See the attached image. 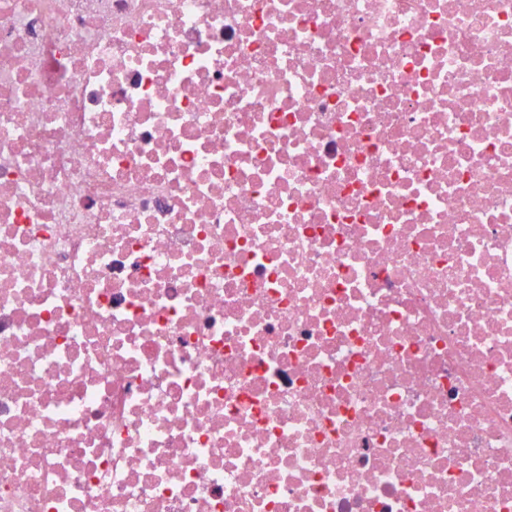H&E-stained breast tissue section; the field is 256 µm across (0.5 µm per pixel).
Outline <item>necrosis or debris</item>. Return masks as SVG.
<instances>
[{"instance_id":"4bbe7bcc","label":"necrosis or debris","mask_w":512,"mask_h":512,"mask_svg":"<svg viewBox=\"0 0 512 512\" xmlns=\"http://www.w3.org/2000/svg\"><path fill=\"white\" fill-rule=\"evenodd\" d=\"M0 512H512V0H0Z\"/></svg>"}]
</instances>
